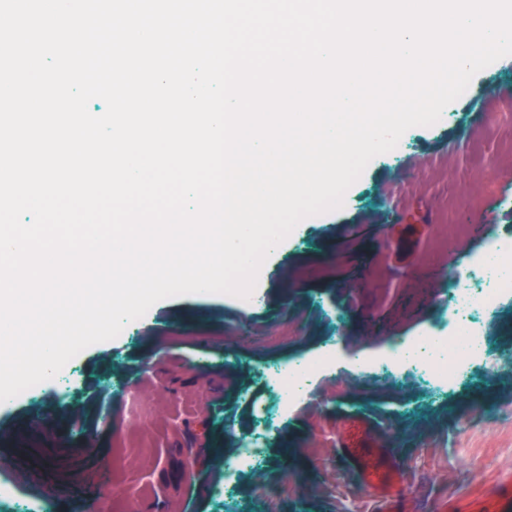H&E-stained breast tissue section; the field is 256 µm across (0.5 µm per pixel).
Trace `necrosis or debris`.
Wrapping results in <instances>:
<instances>
[{
	"label": "necrosis or debris",
	"instance_id": "1",
	"mask_svg": "<svg viewBox=\"0 0 512 512\" xmlns=\"http://www.w3.org/2000/svg\"><path fill=\"white\" fill-rule=\"evenodd\" d=\"M471 277L468 282L445 279L442 288L448 296L451 321L440 329H427L407 339L412 357L408 362L389 358L376 362L359 361L362 369L386 374L408 366L425 380L439 386L452 385L463 363L488 362L489 353L483 332V321L500 298L512 292V236H492L470 259ZM331 349H324L319 361L272 367L267 376L279 404L299 398L309 378L317 372L333 369Z\"/></svg>",
	"mask_w": 512,
	"mask_h": 512
}]
</instances>
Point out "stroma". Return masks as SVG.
I'll use <instances>...</instances> for the list:
<instances>
[{"mask_svg": "<svg viewBox=\"0 0 512 512\" xmlns=\"http://www.w3.org/2000/svg\"><path fill=\"white\" fill-rule=\"evenodd\" d=\"M485 95L459 97L443 124L406 132L347 190L346 207L303 219L269 254L245 307L229 294L155 303L127 336L75 358L68 398L51 386L0 403L20 423L0 480L54 512H512V295L485 321L493 354L455 388L435 392L411 371L376 376L353 358L423 331L445 307L440 280L467 254L435 248L446 224L512 234V56L477 73ZM318 373L276 419L262 470L239 471L218 499L224 463L272 403L262 367L311 360ZM360 417L403 479L364 483L337 442Z\"/></svg>", "mask_w": 512, "mask_h": 512, "instance_id": "obj_1", "label": "stroma"}]
</instances>
